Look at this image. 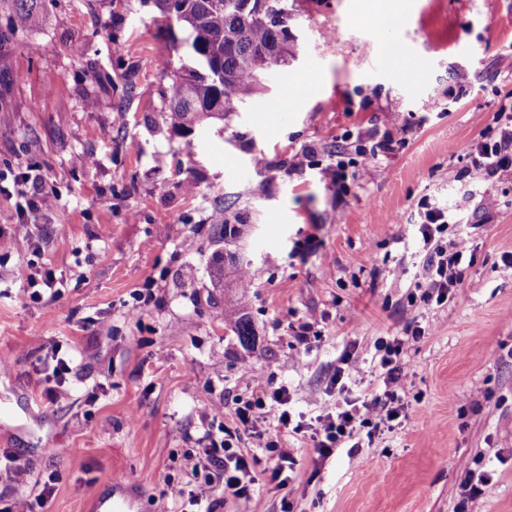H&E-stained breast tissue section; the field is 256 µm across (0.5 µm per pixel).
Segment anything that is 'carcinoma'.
<instances>
[{"instance_id":"1","label":"carcinoma","mask_w":512,"mask_h":512,"mask_svg":"<svg viewBox=\"0 0 512 512\" xmlns=\"http://www.w3.org/2000/svg\"><path fill=\"white\" fill-rule=\"evenodd\" d=\"M162 16L176 14L190 31L193 62L218 63L221 76L207 80L174 72L171 119L191 128L209 118L222 119L261 86L263 52L274 50L288 61V0H153ZM224 316L247 347L255 339L251 320L224 298Z\"/></svg>"}]
</instances>
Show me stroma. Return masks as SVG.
<instances>
[{
  "label": "stroma",
  "mask_w": 512,
  "mask_h": 512,
  "mask_svg": "<svg viewBox=\"0 0 512 512\" xmlns=\"http://www.w3.org/2000/svg\"><path fill=\"white\" fill-rule=\"evenodd\" d=\"M403 2L384 46L370 0H288L286 65L239 111L186 130L164 63L188 48L160 36L151 0H37L25 29L0 0V168L36 167L55 198L18 239L16 201L0 195V452L33 476L0 471V508L42 493L38 512L119 498L155 512L170 488L200 487L185 453L235 427L255 379L317 416L376 383L377 341L414 316L428 334L408 351L401 425L324 461L283 436L293 479L258 473L250 510L459 512L461 482L487 471L484 512H512V180L466 157L477 114L512 91V0ZM347 133L393 149L340 195L326 169ZM425 197L474 252L440 306L408 302L426 281ZM220 212L239 238L223 237ZM231 261L253 277L238 296L248 349L215 280ZM48 269L64 286L34 300L30 279ZM348 355L363 380L341 394ZM60 357L72 364L59 379ZM224 316L243 346L248 347L251 345L255 339L251 320L245 314H240L235 308L233 301L226 296V292L224 293Z\"/></svg>",
  "instance_id": "1"
}]
</instances>
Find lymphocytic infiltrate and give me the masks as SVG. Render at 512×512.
<instances>
[{"instance_id": "f902f5d3", "label": "lymphocytic infiltrate", "mask_w": 512, "mask_h": 512, "mask_svg": "<svg viewBox=\"0 0 512 512\" xmlns=\"http://www.w3.org/2000/svg\"><path fill=\"white\" fill-rule=\"evenodd\" d=\"M492 121L494 136H484L473 142L467 153L468 160L485 179H512V93L500 100ZM390 148L391 141L386 138L368 146L359 144L352 149H337L336 161L329 168L330 181L337 193L347 192L358 163L375 162L380 153ZM419 217L418 231L427 250L429 267V276L420 298L426 303L440 304L463 284L472 260L467 256L465 237H458L451 243L444 242L443 235L448 230L447 210L424 200L420 203ZM424 337L425 329L417 319L404 320L400 336L377 343L381 386L359 397L344 400L343 404L337 405L335 413L316 416L311 423L288 410L290 396L287 387L273 389L263 380H255L250 396L236 402L237 430L225 431L223 439L211 443L203 453L187 454V468L196 473L203 464L213 466L225 494L234 498L239 512H249L257 489L253 467L259 457H266L272 480L282 486L290 480L295 460L281 445L282 433L309 437L318 457L326 459L334 454L336 448L362 440L364 432H376L380 426L399 420L404 410L401 393L406 387L407 351ZM272 412L277 415V425L270 430L264 428L263 423ZM243 430L254 433L261 456H247L240 451L239 433Z\"/></svg>"}]
</instances>
